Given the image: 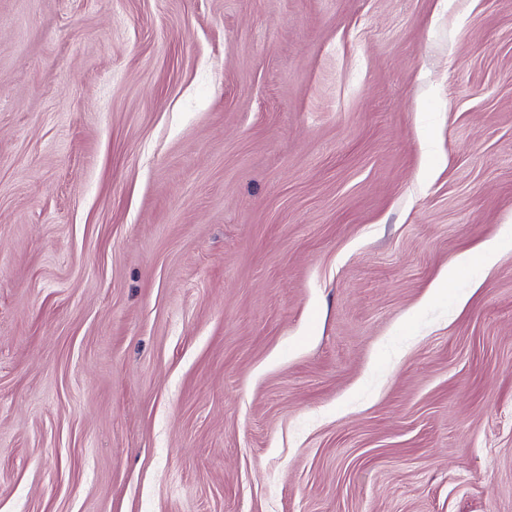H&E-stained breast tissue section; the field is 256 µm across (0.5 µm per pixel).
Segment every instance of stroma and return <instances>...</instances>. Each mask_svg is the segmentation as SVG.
I'll use <instances>...</instances> for the list:
<instances>
[{"label":"stroma","mask_w":512,"mask_h":512,"mask_svg":"<svg viewBox=\"0 0 512 512\" xmlns=\"http://www.w3.org/2000/svg\"><path fill=\"white\" fill-rule=\"evenodd\" d=\"M0 512H512V0H0ZM496 244L493 242L484 243L473 250L465 252L458 260L459 265L472 263L482 264L489 268L495 263Z\"/></svg>","instance_id":"stroma-1"}]
</instances>
